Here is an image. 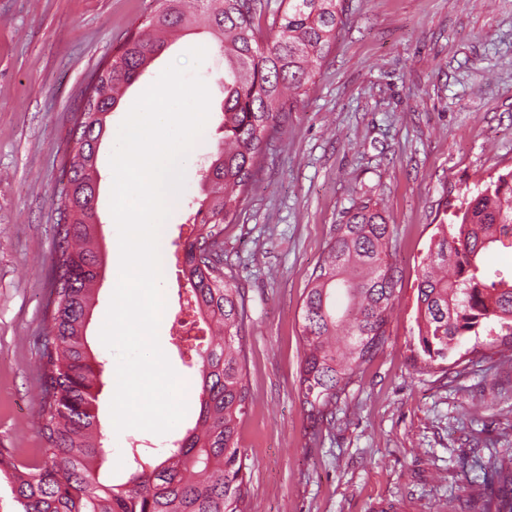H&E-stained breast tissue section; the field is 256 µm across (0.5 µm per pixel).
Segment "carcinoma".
Instances as JSON below:
<instances>
[{"label": "carcinoma", "mask_w": 512, "mask_h": 512, "mask_svg": "<svg viewBox=\"0 0 512 512\" xmlns=\"http://www.w3.org/2000/svg\"><path fill=\"white\" fill-rule=\"evenodd\" d=\"M341 0H158L147 23L128 37L78 113L70 143L69 179L54 225L52 268L56 300L41 349L38 431L42 460L21 465L0 452L23 512H246L248 455L239 447L249 387L239 333L244 299L224 267L197 257L218 244L235 221L240 196L262 168L286 102L298 97L336 40ZM204 24L224 53V141L202 175L203 199L192 215L197 236L186 243L182 273L199 318L223 333L199 350V414L194 427L164 449L156 463L133 455L122 483L99 481L95 463L105 454L96 410L103 363L91 354L88 317L94 303L100 223L97 155L106 116L118 106L178 31ZM455 221L439 224L418 270L415 322L430 366L445 361L463 337L490 336L512 345V270L487 264L497 244L512 248V170L464 194ZM392 230L372 198L354 201L335 225L302 305L303 355L298 398L306 417L332 423L357 373L388 341L400 278L390 262ZM498 484L512 491V455L494 465ZM483 512H512V496L487 501Z\"/></svg>", "instance_id": "carcinoma-1"}]
</instances>
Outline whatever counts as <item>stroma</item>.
I'll return each mask as SVG.
<instances>
[{"label":"stroma","instance_id":"1","mask_svg":"<svg viewBox=\"0 0 512 512\" xmlns=\"http://www.w3.org/2000/svg\"><path fill=\"white\" fill-rule=\"evenodd\" d=\"M154 0H0V448L38 458L40 347L48 333L53 226L74 116L92 79L142 27ZM343 24L303 95L286 110L264 168L225 225L224 271L245 300L240 342L250 391L239 427L247 453V512H458L512 453V349L465 337L442 365L413 360L417 269L437 224L466 189L512 170V0H342ZM209 118L185 164V187L162 228L163 255L192 237L200 171L223 137L224 55L203 28L185 32L131 86L107 119L99 153L96 228L103 259L87 329L105 360L97 405L111 454L99 479L123 480L130 441L157 449L184 435L116 431L114 354L100 340L119 251L110 212L112 139L141 86L188 49ZM362 195L393 231L401 279L384 349L357 374L334 424L307 419L297 396L301 306L333 233ZM176 265H166L158 338L197 412L196 362L172 339Z\"/></svg>","mask_w":512,"mask_h":512}]
</instances>
